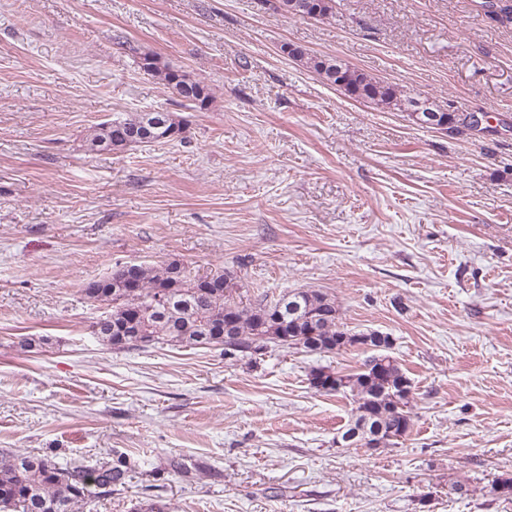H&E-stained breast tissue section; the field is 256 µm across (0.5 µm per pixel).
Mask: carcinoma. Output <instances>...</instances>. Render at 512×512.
<instances>
[{
    "mask_svg": "<svg viewBox=\"0 0 512 512\" xmlns=\"http://www.w3.org/2000/svg\"><path fill=\"white\" fill-rule=\"evenodd\" d=\"M273 9L283 15L306 17L311 14L308 0H275ZM295 60L336 86L347 96L378 109L402 111L416 98L335 57L311 55L297 47ZM146 73L170 90H179L188 103L204 107L210 100L208 88L146 56ZM446 131L473 129L471 116L443 112ZM153 128L154 141H170L172 128H182L169 112H130L102 122L86 138L90 151L123 150L133 145L132 137ZM241 289L224 272L193 276L184 265L170 261L162 265L125 263L85 288L88 299L103 309L92 324V333L118 350L137 345L115 343L112 327L129 324L154 345L203 346L202 337L210 327L222 322L229 326L228 341L213 342L224 354L250 358L269 347L308 353H334L346 347L362 346L375 331L353 332L340 320L336 301L328 293L297 288L271 299L260 292L245 303L237 295ZM379 362L364 361L352 372L318 366L308 373L309 384L326 394L351 398L354 421L346 429L378 428L380 439L389 446L400 444L413 426L410 398L401 396L400 384L409 381L398 360L389 350L378 353ZM129 460L119 455L102 457L92 465L71 462L61 465L31 453L0 452V512H78L90 496H106L126 484Z\"/></svg>",
    "mask_w": 512,
    "mask_h": 512,
    "instance_id": "cac0c4a2",
    "label": "carcinoma"
}]
</instances>
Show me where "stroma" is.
Here are the masks:
<instances>
[{"instance_id": "35a3bbf8", "label": "stroma", "mask_w": 512, "mask_h": 512, "mask_svg": "<svg viewBox=\"0 0 512 512\" xmlns=\"http://www.w3.org/2000/svg\"><path fill=\"white\" fill-rule=\"evenodd\" d=\"M288 43L485 128L350 99ZM147 54L206 84L208 108ZM155 111L178 139L87 150L94 126ZM173 259L274 297L328 292L349 329L392 336L402 444L337 446L351 401L307 381L362 349L98 341L88 283ZM0 451L127 454L124 489L82 512H512L489 493L512 476V22L484 0H336L323 20L263 0H0ZM143 61H149V69L145 71L148 75L161 81L168 89L174 90L180 85L179 94L184 101L202 109L210 100V93L206 85L197 80H192L184 74L171 70L165 64H162L158 57L145 56ZM141 62V68H142ZM180 78L179 80H177Z\"/></svg>"}]
</instances>
